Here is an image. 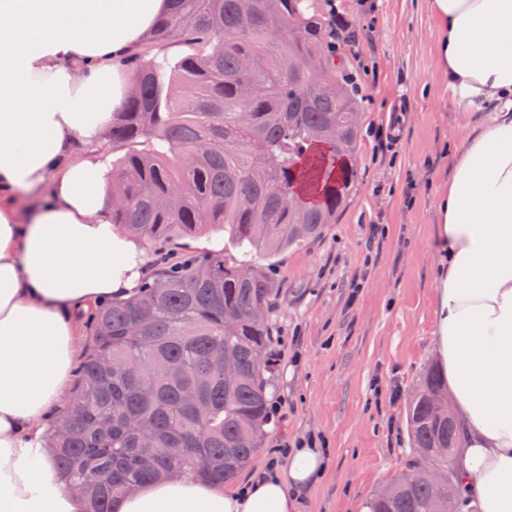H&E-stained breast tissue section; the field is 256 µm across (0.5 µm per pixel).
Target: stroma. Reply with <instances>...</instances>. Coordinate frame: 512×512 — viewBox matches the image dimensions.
<instances>
[{
    "mask_svg": "<svg viewBox=\"0 0 512 512\" xmlns=\"http://www.w3.org/2000/svg\"><path fill=\"white\" fill-rule=\"evenodd\" d=\"M356 32L336 57L355 76L364 112L352 199L315 242L260 258L283 286L271 301L274 428L233 481L240 488L278 449L312 437L330 453L302 512H360L407 471L415 452L408 402L437 366L434 279L437 195L455 145L481 112L456 111L435 65L426 0H322ZM243 253L220 230L146 245L163 265Z\"/></svg>",
    "mask_w": 512,
    "mask_h": 512,
    "instance_id": "obj_1",
    "label": "stroma"
}]
</instances>
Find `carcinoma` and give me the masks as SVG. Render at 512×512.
Listing matches in <instances>:
<instances>
[{
  "mask_svg": "<svg viewBox=\"0 0 512 512\" xmlns=\"http://www.w3.org/2000/svg\"><path fill=\"white\" fill-rule=\"evenodd\" d=\"M145 43L132 90L105 140L112 223L147 241L219 226L245 253L266 257L313 241L349 198L363 98L336 70L320 0H169ZM182 47L151 55L153 44ZM324 64L323 78L306 69ZM342 127L344 136L329 132ZM281 285L265 269L211 257L159 273L91 316L75 397L47 434L65 487L85 512H112L129 486L174 470L214 484L234 480L262 448L275 363L269 305ZM233 356L228 386L219 359ZM445 378L426 371L408 406L415 481H391L370 512H446L460 500V427L440 412ZM452 468L436 489L429 468Z\"/></svg>",
  "mask_w": 512,
  "mask_h": 512,
  "instance_id": "cac0c4a2",
  "label": "carcinoma"
}]
</instances>
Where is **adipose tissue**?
I'll use <instances>...</instances> for the list:
<instances>
[{
    "instance_id": "1",
    "label": "adipose tissue",
    "mask_w": 512,
    "mask_h": 512,
    "mask_svg": "<svg viewBox=\"0 0 512 512\" xmlns=\"http://www.w3.org/2000/svg\"><path fill=\"white\" fill-rule=\"evenodd\" d=\"M169 0H0V512H84L44 448L67 400L84 312L128 297L140 242L111 221L98 145L127 97L126 63ZM436 66L462 112L492 108L439 192L436 331L464 421L469 512H512V0H428ZM47 189L20 212L18 190ZM329 465L302 442L224 490L192 475L141 485L112 512H300Z\"/></svg>"
}]
</instances>
